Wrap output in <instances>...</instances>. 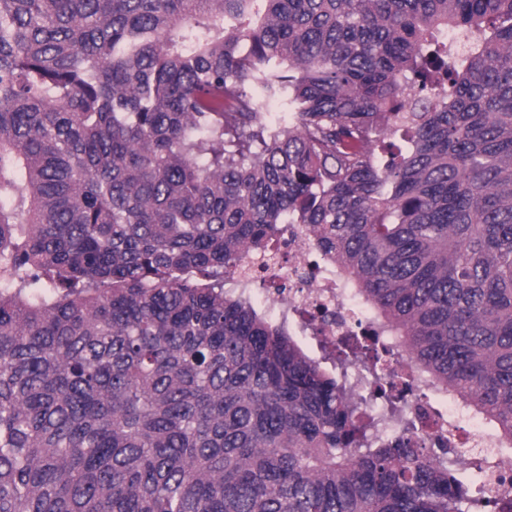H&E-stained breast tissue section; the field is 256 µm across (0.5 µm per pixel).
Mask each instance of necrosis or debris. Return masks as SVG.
<instances>
[{"instance_id":"necrosis-or-debris-1","label":"necrosis or debris","mask_w":512,"mask_h":512,"mask_svg":"<svg viewBox=\"0 0 512 512\" xmlns=\"http://www.w3.org/2000/svg\"><path fill=\"white\" fill-rule=\"evenodd\" d=\"M311 240L303 225H288L271 257L246 255L225 277L237 292L253 295L262 269H269L279 282L263 298L269 314L313 330L329 347L341 345L355 333L357 324H370L364 304L348 288L336 263H313ZM380 344L390 352L383 364L393 381L409 379L412 390L399 412L372 405L379 430L388 439L407 438L414 447L454 450L463 462L483 460V486L487 497L512 499V449L502 445L491 426L456 395L430 397L423 379L412 376L404 356L393 350V341L379 333Z\"/></svg>"}]
</instances>
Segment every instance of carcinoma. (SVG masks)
<instances>
[{
  "instance_id": "obj_1",
  "label": "carcinoma",
  "mask_w": 512,
  "mask_h": 512,
  "mask_svg": "<svg viewBox=\"0 0 512 512\" xmlns=\"http://www.w3.org/2000/svg\"><path fill=\"white\" fill-rule=\"evenodd\" d=\"M283 224L512 448V0H0V512H478L225 290Z\"/></svg>"
}]
</instances>
